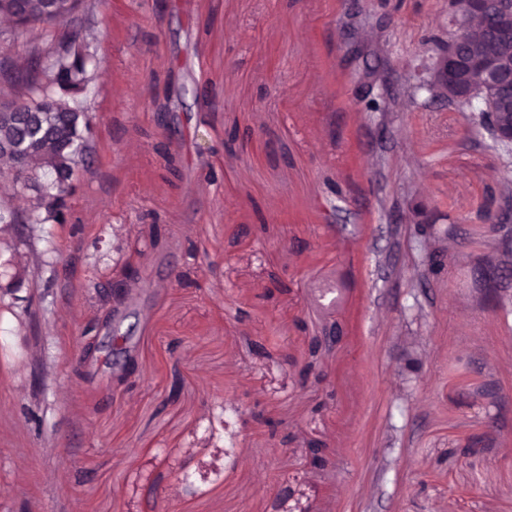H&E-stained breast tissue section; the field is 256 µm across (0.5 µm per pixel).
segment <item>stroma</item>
Returning <instances> with one entry per match:
<instances>
[{
    "mask_svg": "<svg viewBox=\"0 0 512 512\" xmlns=\"http://www.w3.org/2000/svg\"><path fill=\"white\" fill-rule=\"evenodd\" d=\"M70 27L89 167L66 224L0 232L44 262L0 278V512H512V230L481 219L512 150L356 94L405 87L448 0H84ZM135 258L116 356L102 291Z\"/></svg>",
    "mask_w": 512,
    "mask_h": 512,
    "instance_id": "obj_1",
    "label": "stroma"
}]
</instances>
